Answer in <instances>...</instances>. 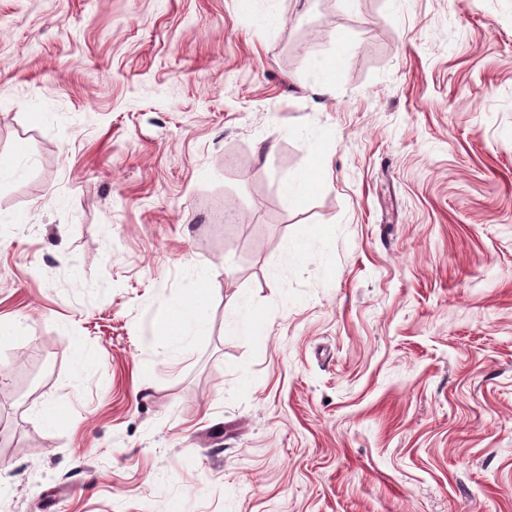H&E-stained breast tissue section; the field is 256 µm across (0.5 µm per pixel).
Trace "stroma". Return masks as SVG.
Instances as JSON below:
<instances>
[{
	"label": "stroma",
	"mask_w": 512,
	"mask_h": 512,
	"mask_svg": "<svg viewBox=\"0 0 512 512\" xmlns=\"http://www.w3.org/2000/svg\"><path fill=\"white\" fill-rule=\"evenodd\" d=\"M0 157V512H512V0H0ZM344 50L337 46L333 52L321 58H312L309 66L314 73V89L321 94H330L336 84V76L342 66ZM320 178V166L296 172L283 183L289 203L301 202L315 188ZM199 292L200 288H195L194 298L172 312V317L180 325V340L184 336L199 335L207 330L206 307L198 297Z\"/></svg>",
	"instance_id": "obj_1"
}]
</instances>
